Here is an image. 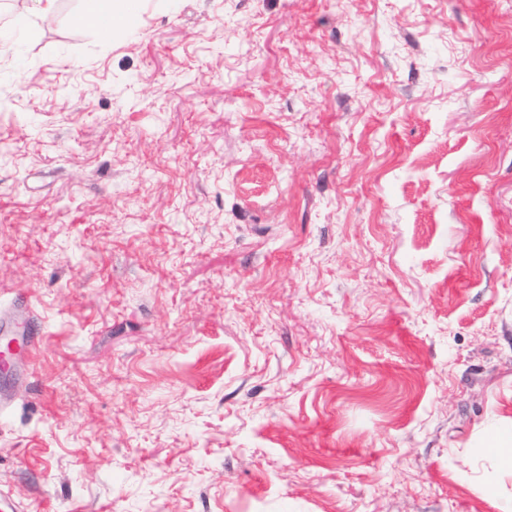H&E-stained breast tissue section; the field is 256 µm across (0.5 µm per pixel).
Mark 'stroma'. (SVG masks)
<instances>
[{
	"mask_svg": "<svg viewBox=\"0 0 512 512\" xmlns=\"http://www.w3.org/2000/svg\"><path fill=\"white\" fill-rule=\"evenodd\" d=\"M0 33V489L40 512H507L512 0H58ZM88 6L80 19L95 29L107 32L114 29L133 26V9L128 0H86ZM101 20H107L102 24ZM1 329H6L8 333H11L4 345V348H9V354L6 355L4 350L0 351V370L5 371L14 366L19 354L34 350L37 342L36 336L33 335L32 322L26 321L16 313L5 312L1 309ZM485 453L497 460L503 471L512 472V428L493 433L486 441Z\"/></svg>",
	"mask_w": 512,
	"mask_h": 512,
	"instance_id": "1",
	"label": "stroma"
}]
</instances>
